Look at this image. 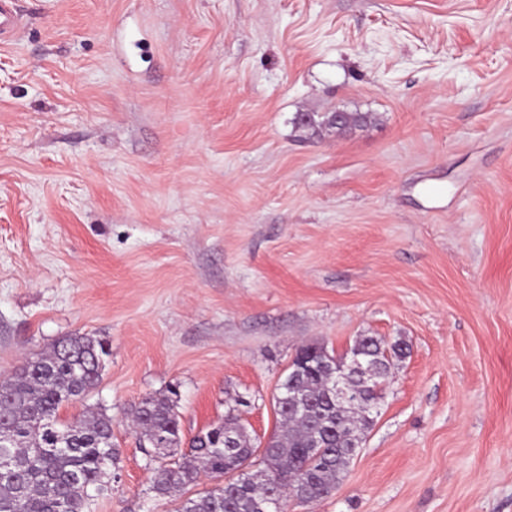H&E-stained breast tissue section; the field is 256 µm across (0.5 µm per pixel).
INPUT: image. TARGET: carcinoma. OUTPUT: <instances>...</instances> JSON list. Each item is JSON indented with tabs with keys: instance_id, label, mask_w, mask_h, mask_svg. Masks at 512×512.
I'll return each instance as SVG.
<instances>
[{
	"instance_id": "obj_1",
	"label": "carcinoma",
	"mask_w": 512,
	"mask_h": 512,
	"mask_svg": "<svg viewBox=\"0 0 512 512\" xmlns=\"http://www.w3.org/2000/svg\"><path fill=\"white\" fill-rule=\"evenodd\" d=\"M369 120L362 112H347L340 121L326 112L319 121L316 113L304 112L296 124L342 135ZM360 346L380 361V385L388 378L389 359L404 356L402 346L388 349L374 336L364 337ZM107 355L105 343L94 336H66L0 378V512H90L95 498L108 489L118 456L112 446V416L98 406L70 421L59 418L64 403L82 399L98 386L100 362ZM325 386L320 372L302 377L300 390L312 404L300 413L288 409V389L282 388L283 402L276 409L279 429L257 459V446L247 434L236 447H224V431L238 423L226 415L192 439L187 456L153 468L152 492L175 497L205 474L219 484L185 499L180 512H261L273 496L284 504L297 496L302 503L328 497L349 463L347 439L370 428L380 396H370L368 411L340 410L326 399ZM131 421L140 446L155 453L180 446V421L170 397L143 398ZM321 429L332 434L325 448L312 451L308 442ZM242 467L249 469L246 476L224 480Z\"/></svg>"
}]
</instances>
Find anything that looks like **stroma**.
I'll return each instance as SVG.
<instances>
[{"instance_id":"stroma-1","label":"stroma","mask_w":512,"mask_h":512,"mask_svg":"<svg viewBox=\"0 0 512 512\" xmlns=\"http://www.w3.org/2000/svg\"><path fill=\"white\" fill-rule=\"evenodd\" d=\"M0 46V374L106 341L112 489L177 512L128 416L267 440L295 353L405 343L328 497L512 512V0H18ZM372 113L344 135L301 112ZM24 16L17 8V0L0 1V44H12L24 27Z\"/></svg>"}]
</instances>
